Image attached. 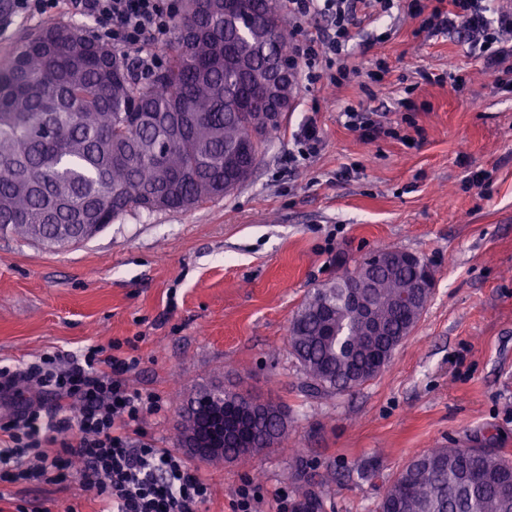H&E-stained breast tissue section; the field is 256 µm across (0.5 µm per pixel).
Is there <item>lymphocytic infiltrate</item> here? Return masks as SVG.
<instances>
[{
  "mask_svg": "<svg viewBox=\"0 0 512 512\" xmlns=\"http://www.w3.org/2000/svg\"><path fill=\"white\" fill-rule=\"evenodd\" d=\"M294 31L305 20L327 18L326 27L303 32L294 50L307 82L327 75L351 81L346 62L350 28L358 15L385 13L394 0H283ZM20 13H65L90 21L94 37L111 40L130 57L138 77L162 69L163 46L172 41L174 15L165 0H12ZM466 39L475 59L503 78L512 73V9L497 0H436L432 10ZM138 356L91 346L81 354L56 351L18 365H0V482L58 483L77 473L95 489L101 512H199L212 485L192 460L156 446L142 423L163 409L161 397L131 388ZM37 390L32 402L29 390Z\"/></svg>",
  "mask_w": 512,
  "mask_h": 512,
  "instance_id": "1",
  "label": "lymphocytic infiltrate"
}]
</instances>
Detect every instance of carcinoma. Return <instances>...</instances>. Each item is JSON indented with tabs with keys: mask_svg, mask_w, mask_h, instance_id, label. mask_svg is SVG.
<instances>
[{
	"mask_svg": "<svg viewBox=\"0 0 512 512\" xmlns=\"http://www.w3.org/2000/svg\"><path fill=\"white\" fill-rule=\"evenodd\" d=\"M193 0L177 22L164 71L133 77L109 47L53 20L24 36L0 64V233L50 248L83 224H110L132 210L198 206L224 182L250 178L237 154L265 108L259 83L275 56L290 54L271 0ZM360 266L374 284L370 336L346 288L351 271L308 293L289 328L290 354L313 393H342L377 377L419 322L429 292L422 262L403 265L379 249ZM251 443L224 438L228 461L280 448L275 417L250 413ZM378 512H512V461L500 451L434 448L404 465Z\"/></svg>",
	"mask_w": 512,
	"mask_h": 512,
	"instance_id": "cac0c4a2",
	"label": "carcinoma"
}]
</instances>
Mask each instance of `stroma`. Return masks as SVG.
<instances>
[{"mask_svg":"<svg viewBox=\"0 0 512 512\" xmlns=\"http://www.w3.org/2000/svg\"><path fill=\"white\" fill-rule=\"evenodd\" d=\"M341 86L296 83L253 177L189 210L132 211L92 239L48 249L0 235V362L137 339L132 387L159 394L149 438L179 449L181 402L203 384L248 388L288 413L291 447L200 462L231 512L253 482L262 512L315 493L324 512H376L395 473L431 448L512 459V89H498L459 34L423 28L409 0L352 30ZM380 82L366 77L375 59ZM378 109L395 136L368 142L344 108ZM314 118L323 146L292 163ZM482 171L485 186L470 175ZM381 248L429 261L433 294L390 363L360 388L311 395L288 334L305 295ZM98 512L94 492L0 485V512Z\"/></svg>","mask_w":512,"mask_h":512,"instance_id":"stroma-1","label":"stroma"}]
</instances>
